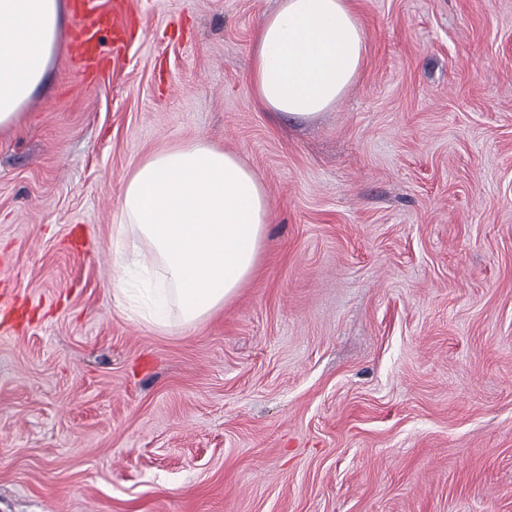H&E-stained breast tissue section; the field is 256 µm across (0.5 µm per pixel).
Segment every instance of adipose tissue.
Wrapping results in <instances>:
<instances>
[{"label":"adipose tissue","instance_id":"ef3b65f1","mask_svg":"<svg viewBox=\"0 0 512 512\" xmlns=\"http://www.w3.org/2000/svg\"><path fill=\"white\" fill-rule=\"evenodd\" d=\"M59 0H0V130L15 127L62 33ZM363 30L349 0H279L261 20L250 83L266 109L309 120L356 79ZM115 299L138 297L156 325L191 328L253 276L272 218L242 159L204 142L140 163L120 199Z\"/></svg>","mask_w":512,"mask_h":512}]
</instances>
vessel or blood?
<instances>
[{"mask_svg": "<svg viewBox=\"0 0 512 512\" xmlns=\"http://www.w3.org/2000/svg\"><path fill=\"white\" fill-rule=\"evenodd\" d=\"M72 15L71 59L83 75L98 76L131 39L124 0L108 9L98 0H73Z\"/></svg>", "mask_w": 512, "mask_h": 512, "instance_id": "obj_1", "label": "vessel or blood"}]
</instances>
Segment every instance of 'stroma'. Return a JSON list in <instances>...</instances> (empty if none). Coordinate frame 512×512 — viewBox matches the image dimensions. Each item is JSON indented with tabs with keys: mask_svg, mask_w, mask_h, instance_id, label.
Instances as JSON below:
<instances>
[{
	"mask_svg": "<svg viewBox=\"0 0 512 512\" xmlns=\"http://www.w3.org/2000/svg\"><path fill=\"white\" fill-rule=\"evenodd\" d=\"M95 78L61 41L0 132V512H512V0H352L359 77L264 109L277 0H126ZM237 154L273 217L196 327L112 294L150 155Z\"/></svg>",
	"mask_w": 512,
	"mask_h": 512,
	"instance_id": "35a3bbf8",
	"label": "stroma"
}]
</instances>
